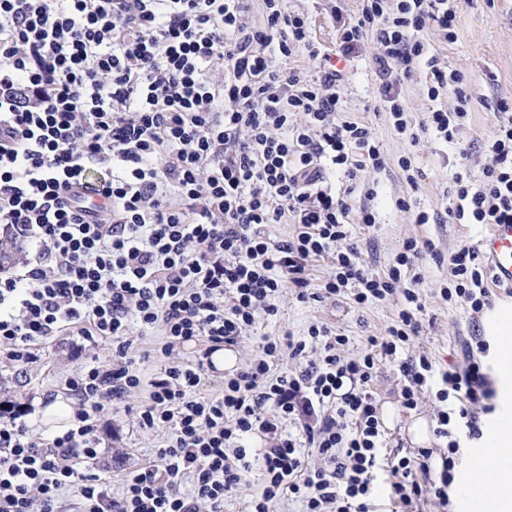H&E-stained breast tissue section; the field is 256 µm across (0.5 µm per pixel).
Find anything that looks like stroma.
<instances>
[{
    "mask_svg": "<svg viewBox=\"0 0 512 512\" xmlns=\"http://www.w3.org/2000/svg\"><path fill=\"white\" fill-rule=\"evenodd\" d=\"M290 12L304 16L311 35L321 53L330 56L337 68L348 76L343 94L341 119L363 121L380 142L387 161L382 171L365 174V188L357 189L347 198L349 222L361 246V260L370 270L386 272L404 239L413 237L432 240L437 257H425L422 262L426 312L423 329L407 348V355L427 353L437 364L447 368H462L465 342L482 338L481 320L472 318L465 306L446 301L439 286L448 278L450 258L461 241L482 240L486 232L475 224H418L412 213L417 209L443 212L452 200V176L460 170L472 176L481 175L491 159L483 145L496 128L495 112L500 99L512 98V0H463L457 17L456 38L446 40L435 27H428L420 37L429 46V54L438 67L462 71L468 79L472 100L470 123L455 134L452 141L422 136L410 143L393 128L386 113L378 109L379 81L373 70V59L380 51L376 37L364 38L350 54H343V23L356 16L361 0H288ZM427 66H419L402 83V94L414 120H421L431 107L452 108L454 97L438 101L428 97ZM412 156L422 175L417 186H410L398 168L400 157ZM376 195L366 198V187ZM412 204L411 211L398 208L399 199ZM374 209L376 223L365 227L359 222L363 206ZM397 315L395 302L359 306L349 298L339 297L322 302L296 301L293 290H284L279 297L276 317H259L253 330L242 336L232 353L236 365L260 355L263 339H284L305 335L308 327L322 322L349 338L343 354L357 355L369 336L385 335ZM112 352L108 340L87 338L63 332L39 346L33 363L10 367L0 363V403H15L25 413L35 435L49 436L47 426L35 421L32 412L36 402L45 395L67 394V377L84 365L105 360ZM404 383L402 372L395 363L381 366L373 382L381 406L397 407L398 413L387 425L386 449L411 451L407 427L414 416L434 419L438 402L434 393L421 396L415 411L400 410V391ZM148 396L146 388L131 391L125 404L106 410L101 417L99 457L79 461V470L99 474L109 472L113 493H120V479L125 472L148 465L159 446L169 438L165 429L144 431L136 424L134 408Z\"/></svg>",
    "mask_w": 512,
    "mask_h": 512,
    "instance_id": "35a3bbf8",
    "label": "stroma"
}]
</instances>
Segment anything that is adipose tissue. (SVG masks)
<instances>
[{
    "label": "adipose tissue",
    "instance_id": "obj_1",
    "mask_svg": "<svg viewBox=\"0 0 512 512\" xmlns=\"http://www.w3.org/2000/svg\"><path fill=\"white\" fill-rule=\"evenodd\" d=\"M483 332L490 348L486 356L492 366L496 402L500 416L512 418V302L485 309ZM482 489L494 501V512H512V436L487 439Z\"/></svg>",
    "mask_w": 512,
    "mask_h": 512
}]
</instances>
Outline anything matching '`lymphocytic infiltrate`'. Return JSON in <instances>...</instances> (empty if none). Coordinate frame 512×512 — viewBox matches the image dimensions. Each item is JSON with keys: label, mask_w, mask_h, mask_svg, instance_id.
I'll list each match as a JSON object with an SVG mask.
<instances>
[{"label": "lymphocytic infiltrate", "mask_w": 512, "mask_h": 512, "mask_svg": "<svg viewBox=\"0 0 512 512\" xmlns=\"http://www.w3.org/2000/svg\"><path fill=\"white\" fill-rule=\"evenodd\" d=\"M459 2L362 0L344 32L348 45L376 36L378 109L410 142L427 132L451 140L470 119L463 74L437 67L420 38L433 26L454 40ZM250 9V0H0V230L41 246L19 274L0 277V363H32L39 343L67 329L112 343L108 361L66 379L79 407L61 435L37 437L14 406L0 408V512H62L70 487L79 512H224L255 465L264 487L252 512L286 497L302 512H372L383 468L395 503L429 493L444 502L463 444L482 436L479 416L493 407L481 363L440 371L422 354L402 363L401 405L416 409L434 390L448 452L436 468L429 448L384 456L372 383L422 330L419 262L436 250L407 239L386 273L364 267L348 205L325 174L358 183L360 172L385 168L384 152L364 123L336 118L344 71L290 66L314 47L304 17L285 0H263L257 23ZM422 62L429 98L450 93L456 106L414 124L401 82ZM496 119L491 165L453 176L449 223L512 224L511 100L499 101ZM82 187L105 205L81 203ZM285 223L290 232L272 235ZM321 260L329 271L315 285ZM494 280L465 240L441 293L477 313ZM287 288L301 303L393 300L397 319L348 358V336L320 322L296 341L264 340L220 393L201 396L204 358L237 345L258 315L276 316ZM152 334L163 338L160 366L136 421L171 437L152 464L123 475L116 496L110 479L76 461L98 454L99 413L144 383L136 353ZM189 343L196 355L173 359ZM284 354L293 368L273 374ZM255 434L265 446L253 453Z\"/></svg>", "instance_id": "obj_1"}]
</instances>
